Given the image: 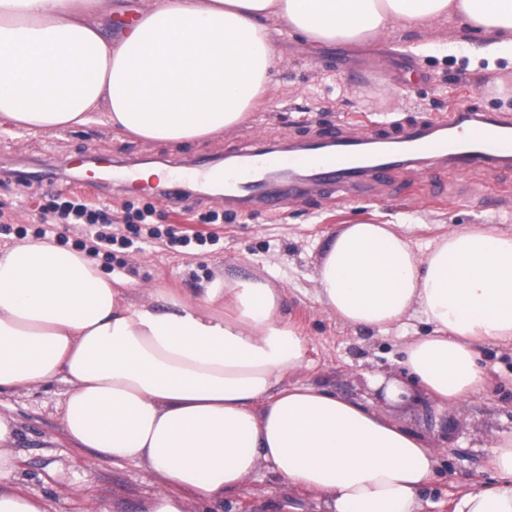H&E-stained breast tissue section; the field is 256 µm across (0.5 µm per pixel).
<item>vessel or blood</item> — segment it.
<instances>
[{
  "label": "vessel or blood",
  "mask_w": 512,
  "mask_h": 512,
  "mask_svg": "<svg viewBox=\"0 0 512 512\" xmlns=\"http://www.w3.org/2000/svg\"><path fill=\"white\" fill-rule=\"evenodd\" d=\"M437 162L450 176L512 166V117L458 106L413 120L373 121L325 128L316 137L261 145L216 167L178 166L167 189L188 183L224 188V212H279L289 200L324 196L332 184L364 192L387 185L394 171Z\"/></svg>",
  "instance_id": "b4317fda"
}]
</instances>
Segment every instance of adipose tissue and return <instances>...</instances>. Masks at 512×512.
Here are the masks:
<instances>
[{"label":"adipose tissue","instance_id":"ef3b65f1","mask_svg":"<svg viewBox=\"0 0 512 512\" xmlns=\"http://www.w3.org/2000/svg\"><path fill=\"white\" fill-rule=\"evenodd\" d=\"M100 0H0V120L30 132L93 122L180 145L236 128L273 81L271 22L314 45L361 44L394 26L455 20L483 55L512 61V0H154L117 39ZM318 302L353 329L432 325L404 350L409 380L440 408L485 386L478 345L512 341V233L467 225L426 254L385 224H347L318 269ZM135 303L85 254L27 238L0 249V393L57 381L67 440L144 466L168 486L141 512L217 504L262 468L327 512H421L428 443L372 405L284 386L309 340L280 289L228 277L194 302ZM492 479L453 512H512V437Z\"/></svg>","mask_w":512,"mask_h":512}]
</instances>
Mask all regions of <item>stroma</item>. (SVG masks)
I'll return each mask as SVG.
<instances>
[{
    "mask_svg": "<svg viewBox=\"0 0 512 512\" xmlns=\"http://www.w3.org/2000/svg\"><path fill=\"white\" fill-rule=\"evenodd\" d=\"M273 37L278 72L246 121L188 146L145 142L101 122L37 134L0 124V248L20 241L22 231H35L42 209L69 191L109 206L117 217L128 203L153 206L155 222L178 236L191 230L215 234L202 247L174 250L156 242L127 249L123 269L102 256L96 262L133 302L156 301L161 288L194 301L228 276L258 277L281 289L289 320L309 339L311 360L287 375L286 384L370 399L372 377L402 381L397 401L383 411L426 439L438 456L435 476L421 491L423 512H452L460 494L489 479L485 461L491 444L512 435V343L480 346L485 389L436 409L406 383L401 364L405 347L427 333L428 325L411 319L383 333L352 329L318 302V266L344 224L394 225L422 254L430 242L463 225L489 224L512 233V168L473 171L453 183L438 168L403 169L390 187L369 196L350 190L329 200L303 198L274 216L243 212L216 225L202 220L220 206L207 186L191 185L183 201L169 204L151 193L113 190L110 183L117 165L220 159L249 139L300 140L338 123L412 118L458 105L512 113V63L480 59V40L450 22L421 31L397 26L359 46H314L279 27ZM422 44L429 45L428 53H419ZM48 165L55 168L54 182L24 189L12 177L13 171ZM65 389L56 382L0 394V414L19 427L17 468L7 484L47 498L51 512H139L145 499L165 491L164 482L147 469L92 461L74 448L60 419ZM188 512L322 510L308 492L285 486L265 468L223 502L192 501Z\"/></svg>",
    "mask_w": 512,
    "mask_h": 512,
    "instance_id": "1",
    "label": "stroma"
}]
</instances>
